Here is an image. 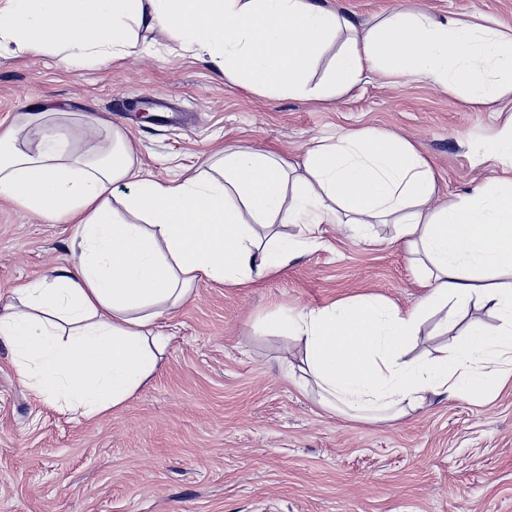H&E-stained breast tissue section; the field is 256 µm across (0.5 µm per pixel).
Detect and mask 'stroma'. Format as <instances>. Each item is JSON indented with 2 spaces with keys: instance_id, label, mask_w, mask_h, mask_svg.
<instances>
[{
  "instance_id": "1",
  "label": "stroma",
  "mask_w": 512,
  "mask_h": 512,
  "mask_svg": "<svg viewBox=\"0 0 512 512\" xmlns=\"http://www.w3.org/2000/svg\"><path fill=\"white\" fill-rule=\"evenodd\" d=\"M404 6L479 12L512 28V0ZM139 92L168 96L188 121L140 118L127 102ZM47 101L121 128L158 180L229 145L293 164L316 140L396 133L433 163L445 200L498 175L472 156L512 117V93L487 107L412 77L369 73L339 98H267L188 54L96 65L0 54V129ZM70 233L0 197V306L13 288L75 266ZM392 235L378 224L356 243L325 224L317 244L253 284L198 283L158 321L168 342L151 381L92 420L37 398L0 339V512H512V389L360 423L322 409L281 361L286 339L270 330L278 316L360 294L419 301V270Z\"/></svg>"
}]
</instances>
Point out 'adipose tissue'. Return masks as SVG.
Masks as SVG:
<instances>
[{"mask_svg": "<svg viewBox=\"0 0 512 512\" xmlns=\"http://www.w3.org/2000/svg\"><path fill=\"white\" fill-rule=\"evenodd\" d=\"M327 78L311 75L338 34ZM68 62L140 56L148 46L208 59L260 96L338 98L365 73L411 75L482 104L512 88V29L394 9L366 26L320 0H0V46ZM501 176L442 201L437 174L406 137L370 130L314 143L289 164L231 146L203 169L145 179L125 132L83 112L38 105L0 133V197L72 227L74 270L15 288L0 338L34 393L92 419L122 406L155 375L157 322L202 280L244 286L285 267L333 213L350 237L391 224L417 257L426 294L412 309L372 295L275 321L284 360L319 405L352 419L392 422L434 398L488 395L512 378V120L474 154ZM126 193H119V186ZM297 224L301 236L278 232ZM451 344L440 331L468 309ZM471 316L481 317L489 325L497 324V320L494 317V315L492 313L488 312L487 310L483 309V310H480L477 312V311H474L471 309V311H469L468 315L460 317L457 326L452 331H448V335H446V336H444V335L429 336V337H431V343H433L434 345H443L447 342L448 343L451 342L452 338L455 337L457 334H459L462 331V329L464 328V326L466 325V323L468 322V320L470 319Z\"/></svg>", "mask_w": 512, "mask_h": 512, "instance_id": "adipose-tissue-1", "label": "adipose tissue"}]
</instances>
